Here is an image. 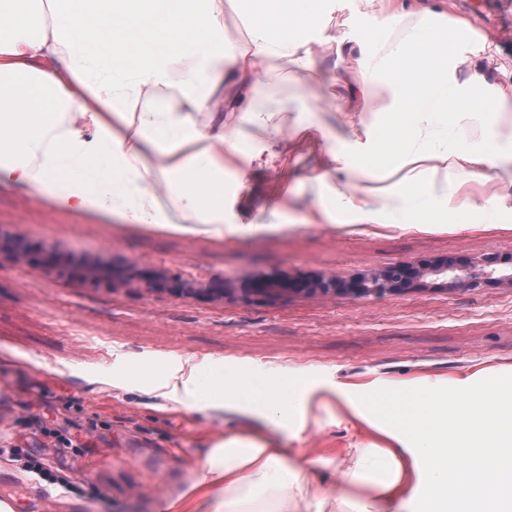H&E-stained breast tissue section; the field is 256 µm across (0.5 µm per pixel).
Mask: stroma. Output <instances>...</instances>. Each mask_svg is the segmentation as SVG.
Returning <instances> with one entry per match:
<instances>
[{
	"mask_svg": "<svg viewBox=\"0 0 512 512\" xmlns=\"http://www.w3.org/2000/svg\"><path fill=\"white\" fill-rule=\"evenodd\" d=\"M324 37L304 86L283 64L259 111L278 110L288 150L279 169L258 160L226 171L224 235L182 236L108 224L53 204L38 193L0 186V486L12 512H162L192 478L209 448L252 426L235 411L188 412L147 389V368L224 367L303 372L326 403L312 406L297 437L283 439L313 483L344 492L330 454L387 448L377 428L352 418L337 392L374 381L439 379L447 384L488 370L503 403L512 402V285L454 288L430 274L439 259L481 260L490 253L512 270V161L490 182L454 190L472 209L429 226L329 224L316 219L321 198L380 207L389 179L340 172L329 138L361 137L367 105L350 97L364 61L382 45L387 24L375 0H328ZM458 72L512 84V56L474 33L451 58ZM246 173L247 192L235 190ZM500 202L497 223L476 205ZM419 282L386 294L354 296L311 288L316 277L349 283L400 263ZM256 278L285 285L265 293ZM46 421L69 437L53 447ZM42 462L41 474L21 460Z\"/></svg>",
	"mask_w": 512,
	"mask_h": 512,
	"instance_id": "stroma-1",
	"label": "stroma"
}]
</instances>
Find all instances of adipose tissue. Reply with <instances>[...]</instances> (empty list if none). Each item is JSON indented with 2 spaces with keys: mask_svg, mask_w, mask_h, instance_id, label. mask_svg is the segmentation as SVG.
Listing matches in <instances>:
<instances>
[{
  "mask_svg": "<svg viewBox=\"0 0 512 512\" xmlns=\"http://www.w3.org/2000/svg\"><path fill=\"white\" fill-rule=\"evenodd\" d=\"M389 18L416 16L389 44L361 89L384 94L365 142L330 156L342 170L385 171L395 182L377 209L318 212L344 224H418L448 214L449 185L492 180L512 141L498 127L512 84L460 76L448 59L471 38L466 18L407 0H381ZM249 50L227 56L217 0H0V185L34 189L54 204L105 221L176 234H224V173L252 148L224 115L283 140L275 112L251 105L282 63L310 66L324 0H237ZM208 113L200 123L196 114ZM484 130L479 144L459 131ZM154 389L192 411L243 414L251 435L230 433L206 456L167 512H512V409L493 373L447 386L351 385L340 397L394 450L351 448L342 459L355 498L313 484L277 438L300 432L317 392L309 377L268 371L157 370ZM472 453L470 470L448 464Z\"/></svg>",
  "mask_w": 512,
  "mask_h": 512,
  "instance_id": "adipose-tissue-1",
  "label": "adipose tissue"
}]
</instances>
